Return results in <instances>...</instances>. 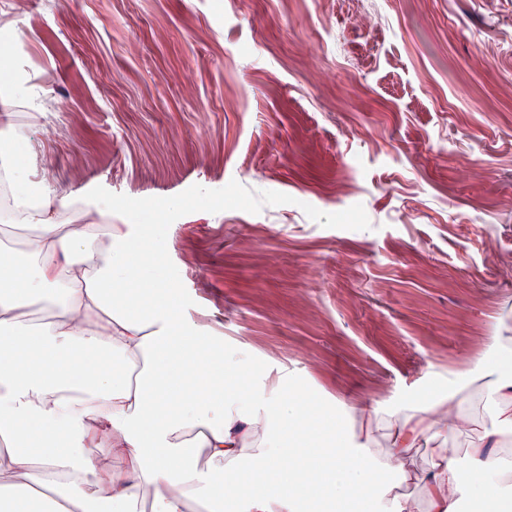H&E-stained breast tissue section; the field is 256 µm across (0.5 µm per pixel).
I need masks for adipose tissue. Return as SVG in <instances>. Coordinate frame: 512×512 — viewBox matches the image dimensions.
I'll return each mask as SVG.
<instances>
[{
  "label": "adipose tissue",
  "instance_id": "adipose-tissue-1",
  "mask_svg": "<svg viewBox=\"0 0 512 512\" xmlns=\"http://www.w3.org/2000/svg\"><path fill=\"white\" fill-rule=\"evenodd\" d=\"M27 135L0 138V512H512V336L432 398L328 402L278 351L227 360L153 227L29 181Z\"/></svg>",
  "mask_w": 512,
  "mask_h": 512
}]
</instances>
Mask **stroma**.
<instances>
[{"mask_svg":"<svg viewBox=\"0 0 512 512\" xmlns=\"http://www.w3.org/2000/svg\"><path fill=\"white\" fill-rule=\"evenodd\" d=\"M0 0L58 186L132 220L233 350L430 396L512 325V0ZM68 112H35L40 97Z\"/></svg>","mask_w":512,"mask_h":512,"instance_id":"35a3bbf8","label":"stroma"}]
</instances>
